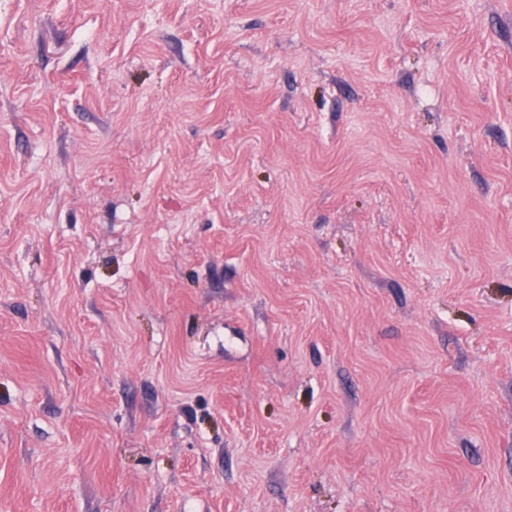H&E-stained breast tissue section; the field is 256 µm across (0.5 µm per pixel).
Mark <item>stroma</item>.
Instances as JSON below:
<instances>
[{
    "instance_id": "stroma-1",
    "label": "stroma",
    "mask_w": 512,
    "mask_h": 512,
    "mask_svg": "<svg viewBox=\"0 0 512 512\" xmlns=\"http://www.w3.org/2000/svg\"><path fill=\"white\" fill-rule=\"evenodd\" d=\"M0 512H512V0H0Z\"/></svg>"
}]
</instances>
